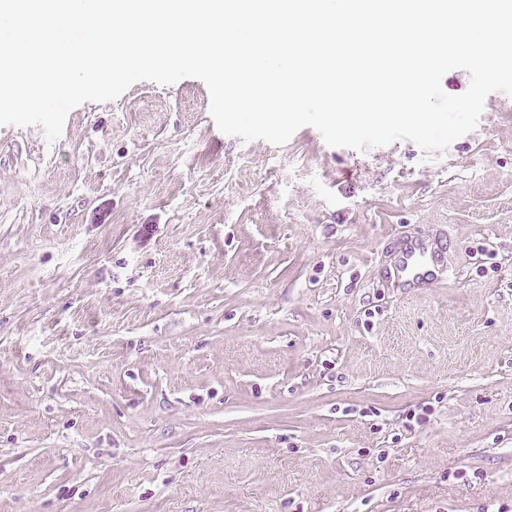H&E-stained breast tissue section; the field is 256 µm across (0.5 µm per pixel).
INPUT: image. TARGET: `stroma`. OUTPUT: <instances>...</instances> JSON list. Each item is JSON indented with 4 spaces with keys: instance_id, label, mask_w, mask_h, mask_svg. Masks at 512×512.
<instances>
[{
    "instance_id": "stroma-1",
    "label": "stroma",
    "mask_w": 512,
    "mask_h": 512,
    "mask_svg": "<svg viewBox=\"0 0 512 512\" xmlns=\"http://www.w3.org/2000/svg\"><path fill=\"white\" fill-rule=\"evenodd\" d=\"M209 106L0 126V512L512 505V96L429 154ZM438 233L452 278L399 287Z\"/></svg>"
}]
</instances>
